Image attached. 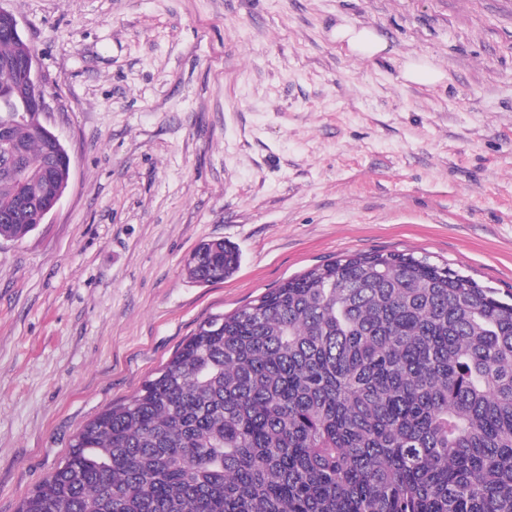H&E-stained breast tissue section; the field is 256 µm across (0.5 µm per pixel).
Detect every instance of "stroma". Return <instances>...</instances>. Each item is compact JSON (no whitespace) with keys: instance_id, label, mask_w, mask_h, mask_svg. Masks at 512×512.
Returning a JSON list of instances; mask_svg holds the SVG:
<instances>
[{"instance_id":"obj_1","label":"stroma","mask_w":512,"mask_h":512,"mask_svg":"<svg viewBox=\"0 0 512 512\" xmlns=\"http://www.w3.org/2000/svg\"><path fill=\"white\" fill-rule=\"evenodd\" d=\"M72 161L0 240V512L208 316L399 251L512 290V0H0ZM374 28L363 59L337 25ZM422 59L442 81L403 79ZM223 239L224 282L184 273ZM240 262L239 250L223 239L203 242L187 258L184 271L193 283L209 284L224 280Z\"/></svg>"}]
</instances>
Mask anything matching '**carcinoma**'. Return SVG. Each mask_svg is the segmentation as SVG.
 Returning a JSON list of instances; mask_svg holds the SVG:
<instances>
[{
    "mask_svg": "<svg viewBox=\"0 0 512 512\" xmlns=\"http://www.w3.org/2000/svg\"><path fill=\"white\" fill-rule=\"evenodd\" d=\"M29 45L0 29V102L26 94L3 66ZM23 156L0 174V239L65 184L69 153L39 112L5 127ZM222 239L184 271L224 280ZM199 324L126 401L88 422L19 512H512V292L412 253L316 266Z\"/></svg>",
    "mask_w": 512,
    "mask_h": 512,
    "instance_id": "1",
    "label": "carcinoma"
}]
</instances>
